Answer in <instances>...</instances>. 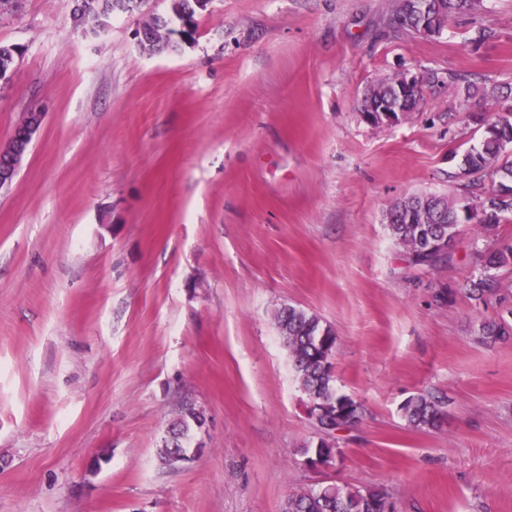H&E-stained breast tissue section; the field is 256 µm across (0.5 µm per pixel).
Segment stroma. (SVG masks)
<instances>
[{"label": "stroma", "mask_w": 512, "mask_h": 512, "mask_svg": "<svg viewBox=\"0 0 512 512\" xmlns=\"http://www.w3.org/2000/svg\"><path fill=\"white\" fill-rule=\"evenodd\" d=\"M76 0H7L0 145L44 121L0 188V512H281L330 484L394 512H512V263L469 299L512 223L462 225L447 262L411 261L386 212L462 192L484 105L449 74L512 90V0L425 38L390 0H210L193 43L137 36L169 0L92 35ZM494 32L476 43L477 27ZM435 72L416 111L377 126L365 91ZM336 334L337 388L362 407L330 468L277 326L285 305ZM439 398V427L401 405ZM203 448L158 450L182 401Z\"/></svg>", "instance_id": "obj_1"}]
</instances>
